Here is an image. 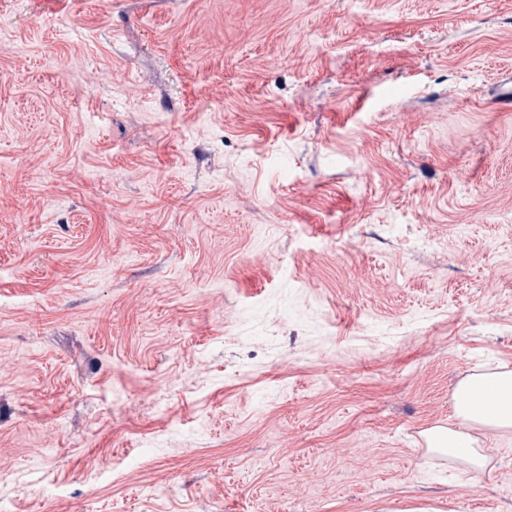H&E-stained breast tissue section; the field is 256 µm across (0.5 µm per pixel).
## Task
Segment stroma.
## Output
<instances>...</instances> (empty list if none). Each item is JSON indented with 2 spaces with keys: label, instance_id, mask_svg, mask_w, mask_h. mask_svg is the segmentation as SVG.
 <instances>
[{
  "label": "stroma",
  "instance_id": "obj_1",
  "mask_svg": "<svg viewBox=\"0 0 512 512\" xmlns=\"http://www.w3.org/2000/svg\"><path fill=\"white\" fill-rule=\"evenodd\" d=\"M512 0H0V512H512L419 432L512 368Z\"/></svg>",
  "mask_w": 512,
  "mask_h": 512
}]
</instances>
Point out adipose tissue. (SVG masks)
Listing matches in <instances>:
<instances>
[{
	"instance_id": "adipose-tissue-1",
	"label": "adipose tissue",
	"mask_w": 512,
	"mask_h": 512,
	"mask_svg": "<svg viewBox=\"0 0 512 512\" xmlns=\"http://www.w3.org/2000/svg\"><path fill=\"white\" fill-rule=\"evenodd\" d=\"M453 417L454 425L425 431L428 449L464 471L483 473L490 457L472 431L512 429V369L476 373L460 381L454 393Z\"/></svg>"
}]
</instances>
